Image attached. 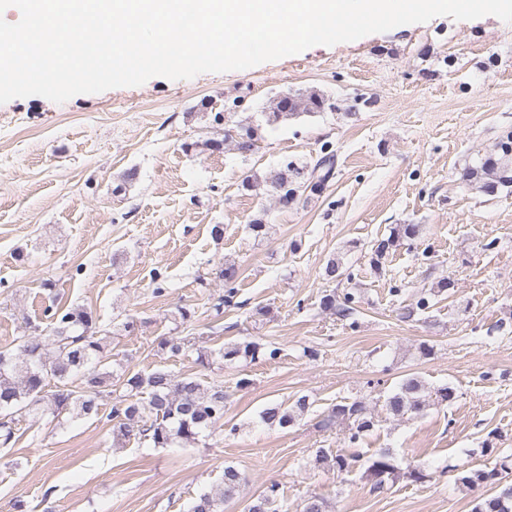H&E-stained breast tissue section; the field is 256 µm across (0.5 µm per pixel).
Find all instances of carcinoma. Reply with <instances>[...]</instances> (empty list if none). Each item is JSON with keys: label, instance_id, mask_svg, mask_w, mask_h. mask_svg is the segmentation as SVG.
Instances as JSON below:
<instances>
[{"label": "carcinoma", "instance_id": "cac0c4a2", "mask_svg": "<svg viewBox=\"0 0 512 512\" xmlns=\"http://www.w3.org/2000/svg\"><path fill=\"white\" fill-rule=\"evenodd\" d=\"M326 99L316 92L298 96H283L277 101L275 111L268 113L267 122L277 123L303 113L321 112ZM322 159L314 165L310 181H305L303 169L287 164V169L275 174L271 180L282 201L293 199L303 187H324L330 169L321 168ZM465 180L486 195H494L499 189L512 186V132L500 137L495 149L468 167ZM419 236V225L397 224L390 235L377 241L372 247L371 265L378 269L382 260L403 240H414ZM225 294L215 309L229 304L237 293L238 269L229 265L221 270ZM356 296L347 292L341 297L329 293L322 297L321 306L339 319L353 321ZM49 320V333L39 331L22 338L20 352L12 354L0 351V447L9 448L16 443L14 417L23 413L39 412L56 418L69 413L74 418L99 416L102 402L111 403L106 420L124 419L114 427L115 444L122 447L131 440H150L154 446L166 448L171 445H197L206 438V433L224 419V387L205 384L195 377H178L173 373L156 369L145 373L129 372L122 378L124 391L113 396L112 373L101 370L106 359V338L92 329V312L84 308L67 311L51 305L44 309ZM160 348L177 355L195 350L192 337L171 336L159 342ZM279 349L258 342L231 344L217 351L198 352L197 361L202 366L210 364L217 356L222 361L245 357L252 361L260 358L273 360ZM53 390H48V387ZM424 385L414 377L404 379L398 389L388 396L383 408L386 414L397 418L418 414L427 406L423 395ZM308 398L301 396L291 406L272 405L260 413L261 422L269 427L287 428L308 412ZM348 427L347 441L355 445L362 441L378 425L374 413L365 402L344 398L335 404L321 420L325 429L336 423ZM310 462L317 468L338 475L363 469L362 478L371 482L373 490H381L389 481L400 476L418 483L426 478L419 468L409 465L401 471L395 458L383 451L368 458L359 453L333 451L330 448H314ZM508 458H503L493 467L474 468L463 471L458 481L470 489L490 487L495 494L477 500L473 512H512V485H502L503 474L508 472ZM242 483L239 470L224 467L221 482L211 491L199 495L190 512H223L224 502L234 498ZM280 487L272 483L259 495L248 512H278Z\"/></svg>", "mask_w": 512, "mask_h": 512}]
</instances>
